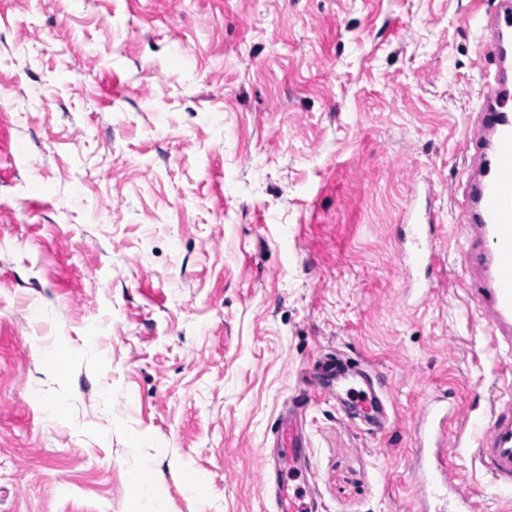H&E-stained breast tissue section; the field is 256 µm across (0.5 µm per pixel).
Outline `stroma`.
I'll list each match as a JSON object with an SVG mask.
<instances>
[{"mask_svg":"<svg viewBox=\"0 0 512 512\" xmlns=\"http://www.w3.org/2000/svg\"><path fill=\"white\" fill-rule=\"evenodd\" d=\"M491 2L0 0V512H131L137 457L163 512H271L258 463L297 398L320 512H414L443 390L497 512L474 448L500 381L453 223ZM412 202L441 220L428 299ZM336 352L384 432L308 379Z\"/></svg>","mask_w":512,"mask_h":512,"instance_id":"stroma-1","label":"stroma"}]
</instances>
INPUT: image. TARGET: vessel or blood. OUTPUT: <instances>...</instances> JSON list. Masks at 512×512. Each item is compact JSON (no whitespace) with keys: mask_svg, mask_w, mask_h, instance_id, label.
Wrapping results in <instances>:
<instances>
[{"mask_svg":"<svg viewBox=\"0 0 512 512\" xmlns=\"http://www.w3.org/2000/svg\"><path fill=\"white\" fill-rule=\"evenodd\" d=\"M481 52L494 62L486 72L481 106L466 137L471 168L458 203L465 238L462 262L469 274L459 283L483 321L501 386L476 454L491 484L501 494L500 512H512V0H495V8L475 16ZM435 214L420 218V236L402 257L434 275ZM324 393L334 396L349 422L379 430L385 398L368 373L341 359H325L320 369ZM304 402L289 410L275 432L281 478L274 496L276 512H312L306 487L299 485L300 460L306 455L297 420ZM453 414L447 394L425 401L416 416L415 476L420 489L442 500L446 512H476L473 495L462 486L448 463V429Z\"/></svg>","mask_w":512,"mask_h":512,"instance_id":"vessel-or-blood-1","label":"vessel or blood"}]
</instances>
